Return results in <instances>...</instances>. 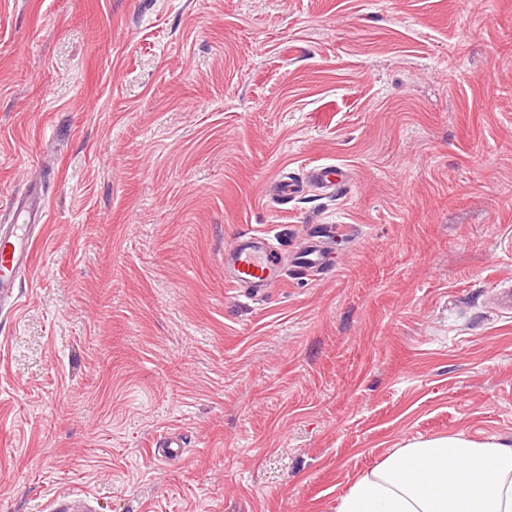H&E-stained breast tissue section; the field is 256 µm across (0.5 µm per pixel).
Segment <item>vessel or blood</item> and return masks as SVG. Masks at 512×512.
I'll use <instances>...</instances> for the list:
<instances>
[{"label": "vessel or blood", "instance_id": "obj_1", "mask_svg": "<svg viewBox=\"0 0 512 512\" xmlns=\"http://www.w3.org/2000/svg\"><path fill=\"white\" fill-rule=\"evenodd\" d=\"M346 169L336 164L315 167L307 182L281 178L274 191L282 201H290L302 193L306 183L324 187H341ZM15 223L0 225V310L16 308L22 290L18 285L33 265L34 245L43 229L44 205L31 200L16 209ZM293 268L301 274H322L332 266V253L321 235L310 234L292 259ZM282 259L278 249L265 235L244 232L238 234L224 252V268L231 285L262 288L280 280ZM87 493L74 491L54 501L53 512H90Z\"/></svg>", "mask_w": 512, "mask_h": 512}]
</instances>
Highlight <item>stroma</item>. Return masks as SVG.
<instances>
[{"mask_svg": "<svg viewBox=\"0 0 512 512\" xmlns=\"http://www.w3.org/2000/svg\"><path fill=\"white\" fill-rule=\"evenodd\" d=\"M33 192L0 512H336L407 442L512 438V0H0V225ZM252 230L336 269L232 287ZM346 168L336 164H324L315 167L308 177L309 183L322 187H341L345 183ZM317 233L310 234L292 259V267L300 274H322L331 269L332 253ZM90 495L82 491H73L66 497L54 501L51 508L55 512H90Z\"/></svg>", "mask_w": 512, "mask_h": 512, "instance_id": "obj_1", "label": "stroma"}]
</instances>
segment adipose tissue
Here are the masks:
<instances>
[{
    "instance_id": "1",
    "label": "adipose tissue",
    "mask_w": 512,
    "mask_h": 512,
    "mask_svg": "<svg viewBox=\"0 0 512 512\" xmlns=\"http://www.w3.org/2000/svg\"><path fill=\"white\" fill-rule=\"evenodd\" d=\"M336 512H512V443L419 439L361 473Z\"/></svg>"
}]
</instances>
